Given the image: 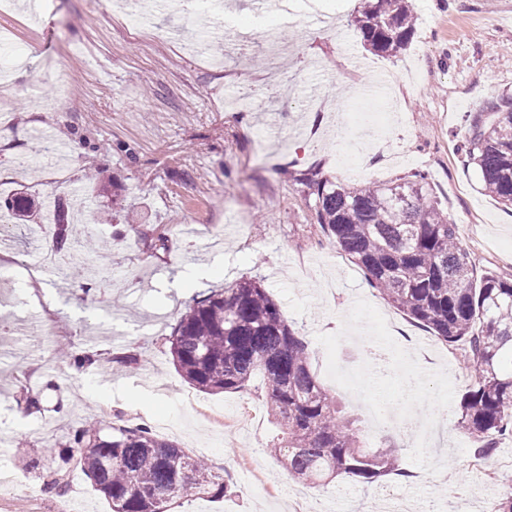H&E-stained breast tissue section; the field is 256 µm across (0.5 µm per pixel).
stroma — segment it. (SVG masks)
<instances>
[{"label":"stroma","instance_id":"stroma-1","mask_svg":"<svg viewBox=\"0 0 512 512\" xmlns=\"http://www.w3.org/2000/svg\"><path fill=\"white\" fill-rule=\"evenodd\" d=\"M0 30L30 57L0 78V200L26 191L30 222L0 225V254L35 264L46 220L68 199L76 243L98 260L83 283L50 269L39 291L0 271V474H22L0 512H58L62 494L112 512L69 445L88 421L109 436L148 423L211 463L224 495L196 493L169 512H485L512 493V439L487 479L459 429L468 379L448 345L370 287L317 222L296 174L341 177L345 131L359 171L349 184L426 171L475 268L512 273V209L463 163L473 118L512 96V0H411L416 31L398 57L374 55L352 24L359 0H289L265 14L236 0L232 19L280 31V69L263 35L225 54L224 19L173 0H27ZM210 48L189 51L201 30ZM398 102L364 96L378 75ZM111 178L94 189L91 168ZM209 268L206 278L194 276ZM262 281L308 344L311 369L356 417L371 447L398 448L409 478L309 485L266 452L277 429L256 392L192 391L168 339L194 299L242 277ZM55 329L39 320L41 304ZM68 344L89 357L58 359ZM137 364H126L127 355Z\"/></svg>","mask_w":512,"mask_h":512}]
</instances>
